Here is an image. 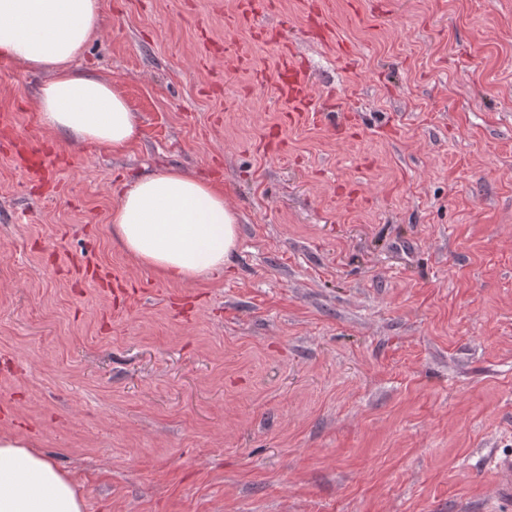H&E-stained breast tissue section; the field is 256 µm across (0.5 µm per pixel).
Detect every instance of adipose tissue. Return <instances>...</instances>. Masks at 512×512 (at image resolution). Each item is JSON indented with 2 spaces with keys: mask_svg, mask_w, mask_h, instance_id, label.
I'll return each instance as SVG.
<instances>
[{
  "mask_svg": "<svg viewBox=\"0 0 512 512\" xmlns=\"http://www.w3.org/2000/svg\"><path fill=\"white\" fill-rule=\"evenodd\" d=\"M99 25L100 0H0V54L51 73L38 98L47 128L119 150L140 135L136 113L110 84L74 67ZM111 224L138 264L183 283L223 270L238 245L222 188L175 168L127 186ZM0 512H83V502L29 441L0 433Z\"/></svg>",
  "mask_w": 512,
  "mask_h": 512,
  "instance_id": "adipose-tissue-1",
  "label": "adipose tissue"
}]
</instances>
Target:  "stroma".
Listing matches in <instances>:
<instances>
[{
	"instance_id": "obj_1",
	"label": "stroma",
	"mask_w": 512,
	"mask_h": 512,
	"mask_svg": "<svg viewBox=\"0 0 512 512\" xmlns=\"http://www.w3.org/2000/svg\"><path fill=\"white\" fill-rule=\"evenodd\" d=\"M249 2L101 0L120 152L0 57V432L83 512H512V0ZM168 168L237 211L223 273L113 238Z\"/></svg>"
}]
</instances>
